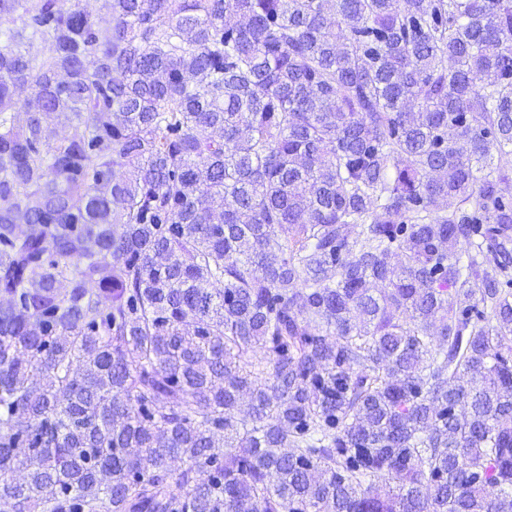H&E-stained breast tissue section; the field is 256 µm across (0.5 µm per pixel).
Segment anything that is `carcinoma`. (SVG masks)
Wrapping results in <instances>:
<instances>
[{
  "label": "carcinoma",
  "mask_w": 512,
  "mask_h": 512,
  "mask_svg": "<svg viewBox=\"0 0 512 512\" xmlns=\"http://www.w3.org/2000/svg\"><path fill=\"white\" fill-rule=\"evenodd\" d=\"M106 2L0 0V512H512V0ZM105 0H57V8L62 12H68L75 8H80L86 12L91 19L97 20L104 16Z\"/></svg>",
  "instance_id": "carcinoma-1"
}]
</instances>
